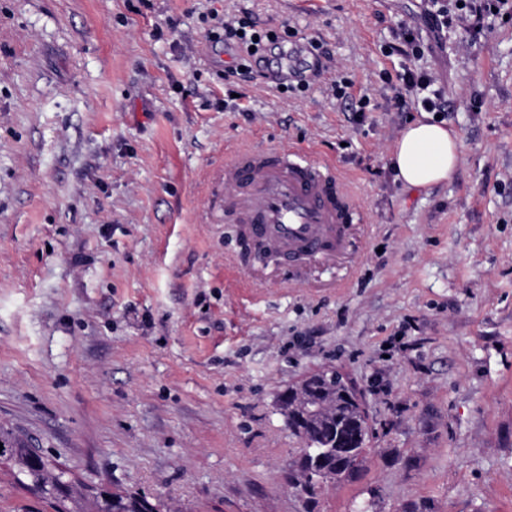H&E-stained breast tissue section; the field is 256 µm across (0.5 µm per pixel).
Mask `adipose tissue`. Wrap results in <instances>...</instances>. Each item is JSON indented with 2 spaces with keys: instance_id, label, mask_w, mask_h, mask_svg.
<instances>
[{
  "instance_id": "adipose-tissue-1",
  "label": "adipose tissue",
  "mask_w": 512,
  "mask_h": 512,
  "mask_svg": "<svg viewBox=\"0 0 512 512\" xmlns=\"http://www.w3.org/2000/svg\"><path fill=\"white\" fill-rule=\"evenodd\" d=\"M390 161L406 186L439 184L448 180L457 166V135L436 123L410 124L398 137Z\"/></svg>"
}]
</instances>
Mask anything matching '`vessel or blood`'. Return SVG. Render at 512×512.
<instances>
[{"mask_svg": "<svg viewBox=\"0 0 512 512\" xmlns=\"http://www.w3.org/2000/svg\"><path fill=\"white\" fill-rule=\"evenodd\" d=\"M306 64V47L295 45L277 68L299 73ZM224 203L264 250L308 263L345 250L356 214L333 167L288 144L233 151L224 164Z\"/></svg>", "mask_w": 512, "mask_h": 512, "instance_id": "b4317fda", "label": "vessel or blood"}]
</instances>
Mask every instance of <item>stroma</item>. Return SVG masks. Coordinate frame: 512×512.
Returning a JSON list of instances; mask_svg holds the SVG:
<instances>
[{
    "label": "stroma",
    "instance_id": "1",
    "mask_svg": "<svg viewBox=\"0 0 512 512\" xmlns=\"http://www.w3.org/2000/svg\"><path fill=\"white\" fill-rule=\"evenodd\" d=\"M447 2L0 0V424L174 512H512V17L439 36ZM213 12L282 32L263 77L225 81ZM311 42L329 68L278 92ZM410 68L458 137L423 189L389 165ZM282 142L354 198L335 262H239L224 161ZM329 368L367 459L311 503L277 397ZM307 49L303 45L291 46L277 61V69L286 73H300L307 64Z\"/></svg>",
    "mask_w": 512,
    "mask_h": 512
}]
</instances>
